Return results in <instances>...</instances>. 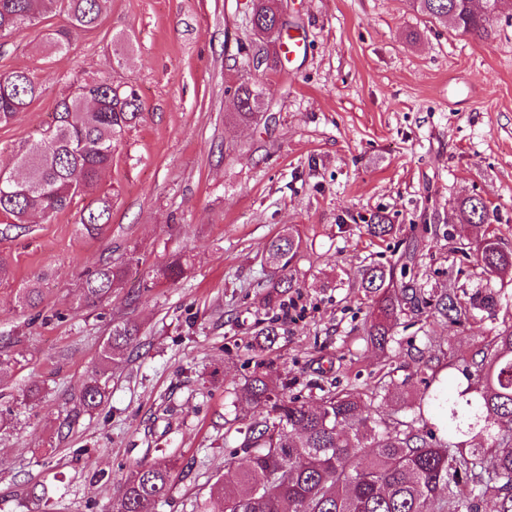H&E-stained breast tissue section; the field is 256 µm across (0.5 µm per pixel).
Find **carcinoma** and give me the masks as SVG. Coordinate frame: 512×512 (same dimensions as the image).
<instances>
[{
  "mask_svg": "<svg viewBox=\"0 0 512 512\" xmlns=\"http://www.w3.org/2000/svg\"><path fill=\"white\" fill-rule=\"evenodd\" d=\"M103 2L0 0V38L58 14L65 24L49 34L48 44L63 51L72 31L98 27ZM500 2L485 0L483 14L473 11L471 0H413V7L431 20H451L457 33L485 39ZM248 24L256 36H283L286 21L278 0H252ZM84 83L91 85L97 105L80 93L62 96L55 123L16 153L26 177L0 180L1 233L25 228L36 215L48 219L87 196L92 200L83 208L81 232L94 237L108 224L112 198L97 194L99 179L112 166L114 142L140 118L142 106L130 86L94 78ZM39 94L28 72L0 73V124L14 119ZM234 96L238 119L256 124L263 119L262 92L250 78H241ZM456 212L460 224L497 221L477 196L458 200ZM398 230L385 215L365 225L367 235L382 241ZM300 252L301 240L290 233L269 242L264 256L272 269L268 303L295 287ZM475 263L488 280L512 275V252L494 235L480 243ZM186 269V258L175 255L153 271L152 279L175 281ZM123 274V268L110 262L99 266L82 284L79 305L93 307L108 299ZM358 287L371 298L366 342L382 351L394 341L397 321L408 313L465 325L476 313H495L501 305L500 291L490 287L461 295L452 284L440 290L424 286L411 259L398 271L369 263L360 270ZM41 299L38 286L20 289L23 308H33ZM137 336L135 325H113L98 355L101 369L123 357ZM460 360L466 386L458 384L451 391L441 375V357L416 349L423 391L409 402L401 394L382 397L387 403L404 401L412 412L409 419L365 415L363 393L333 383L320 387L319 401L309 405L290 395L288 384L252 376L246 383L247 411L235 417L238 445L226 459L234 482L213 483L198 512H211V503L220 504L221 512H512V323ZM102 398V387L91 381L79 402L93 409ZM474 432L486 436V445H468L464 437ZM170 477L166 461L137 466L120 487L111 512H152L167 494Z\"/></svg>",
  "mask_w": 512,
  "mask_h": 512,
  "instance_id": "cac0c4a2",
  "label": "carcinoma"
}]
</instances>
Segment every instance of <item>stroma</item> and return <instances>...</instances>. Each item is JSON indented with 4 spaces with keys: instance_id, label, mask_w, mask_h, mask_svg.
Masks as SVG:
<instances>
[{
    "instance_id": "obj_1",
    "label": "stroma",
    "mask_w": 512,
    "mask_h": 512,
    "mask_svg": "<svg viewBox=\"0 0 512 512\" xmlns=\"http://www.w3.org/2000/svg\"><path fill=\"white\" fill-rule=\"evenodd\" d=\"M252 0H107L100 26L74 32L67 51L47 35L51 15L0 39V72L25 70L39 96L0 124V166L53 125L77 79L137 90L142 115L113 148L99 181L112 216L94 238L79 231L81 205L0 236V512H109L131 469L173 460L171 487L153 512H196L225 477L229 423L243 385L279 376L304 402L309 380L329 371L343 388L422 392L408 347L453 357L487 344L508 315L459 326L402 317L399 342L367 346L370 301L355 282L370 262L414 254L431 288L474 291V264L495 235L512 249V0L483 40L413 9L410 0H282L305 53L251 78L267 119L234 118L229 92L238 53L255 54ZM480 195L494 224L457 223V199ZM388 215L399 232L370 240L364 226ZM291 231L302 241L296 290L268 305L261 260ZM176 254L177 283L148 287ZM125 268L109 299L76 303L103 262ZM44 299L21 308L19 291ZM282 319L275 343L259 323ZM137 324L129 356L108 371L97 408H79L113 324ZM39 386L37 399L26 392Z\"/></svg>"
}]
</instances>
